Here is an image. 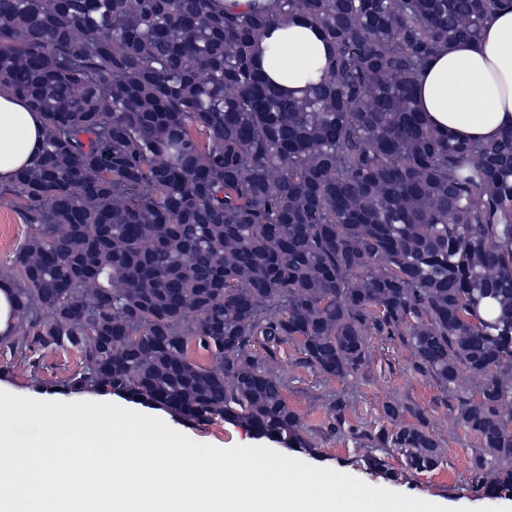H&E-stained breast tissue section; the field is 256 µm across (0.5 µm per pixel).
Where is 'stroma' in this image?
<instances>
[{"mask_svg":"<svg viewBox=\"0 0 512 512\" xmlns=\"http://www.w3.org/2000/svg\"><path fill=\"white\" fill-rule=\"evenodd\" d=\"M32 232L23 215V204L7 190L0 188V267L7 266L13 252ZM296 347H286L280 355L279 371L288 381V403L298 413L303 425L317 429L320 451L310 455L283 448L282 444L259 438L242 426L214 419L190 424L169 413L113 395L112 402L123 408L156 417L194 441L220 448L235 445L264 446L284 452L307 464L329 468L354 476L365 483L389 489L418 499L435 501L452 512H479L483 507H512V493L504 492L488 498L472 483L471 462L478 449L474 435L453 427L448 409V396L429 377L414 370L411 353L405 348L374 346L372 362L359 383L354 386L327 380L297 367ZM78 368V356L68 349L45 350L38 366L21 362L8 345L0 346V391L34 400L58 402L99 401L96 393H74L53 390L54 382L69 378ZM340 397L346 404L349 424H363L376 430L388 426L385 405H405L404 421L412 423L424 417L445 444L444 463L431 472L409 471L397 451L385 454L386 473L367 469L365 459L372 455L369 441L354 439L347 430L331 433L327 429V404Z\"/></svg>","mask_w":512,"mask_h":512,"instance_id":"1","label":"stroma"}]
</instances>
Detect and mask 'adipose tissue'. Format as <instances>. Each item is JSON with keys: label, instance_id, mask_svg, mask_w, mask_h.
<instances>
[{"label": "adipose tissue", "instance_id": "obj_1", "mask_svg": "<svg viewBox=\"0 0 512 512\" xmlns=\"http://www.w3.org/2000/svg\"><path fill=\"white\" fill-rule=\"evenodd\" d=\"M329 53L319 30L298 17L266 34L256 64L273 84L300 90L318 81ZM416 96L429 124L453 139L489 143L512 128V6L498 11L478 40L433 55ZM43 134L41 113L20 97L0 94V184L29 163Z\"/></svg>", "mask_w": 512, "mask_h": 512}]
</instances>
